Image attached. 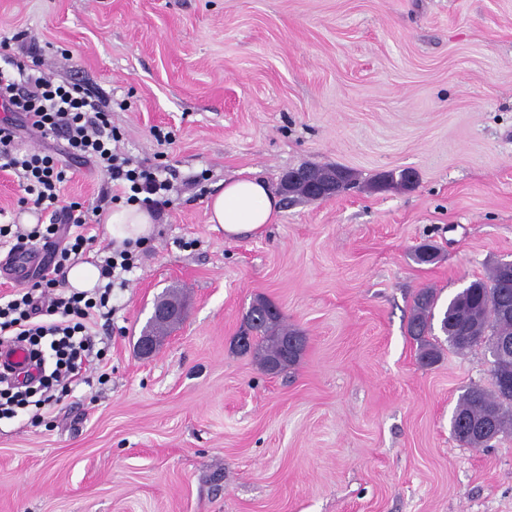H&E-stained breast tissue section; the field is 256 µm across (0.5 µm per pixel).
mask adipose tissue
I'll return each mask as SVG.
<instances>
[{
    "label": "adipose tissue",
    "instance_id": "1",
    "mask_svg": "<svg viewBox=\"0 0 512 512\" xmlns=\"http://www.w3.org/2000/svg\"><path fill=\"white\" fill-rule=\"evenodd\" d=\"M280 199L256 173L241 174L225 180L223 188L207 204L210 224L219 226L224 237L235 240L263 232L279 211ZM156 219L152 212L139 205H122L106 218V229L122 241L147 239Z\"/></svg>",
    "mask_w": 512,
    "mask_h": 512
}]
</instances>
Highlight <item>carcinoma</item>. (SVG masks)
<instances>
[{
    "label": "carcinoma",
    "instance_id": "carcinoma-1",
    "mask_svg": "<svg viewBox=\"0 0 512 512\" xmlns=\"http://www.w3.org/2000/svg\"><path fill=\"white\" fill-rule=\"evenodd\" d=\"M309 175L321 180L336 175L338 191L346 190L352 174L338 167H310ZM439 293L435 288H423L415 297L407 322V333L419 343V359L431 365L439 358L441 346L431 339L434 320L453 349L463 352L475 346H491L501 338L512 340V274L506 273L500 261H495L489 276L471 282L457 292L435 317ZM244 324L249 342L243 352L250 353L265 372L280 363L279 370L294 365L305 345V338L291 329L280 309L271 301L258 297L249 307ZM457 418L454 436L472 448L486 447L489 440L512 430V390L504 391L497 385L491 389L474 385L459 400L454 412ZM487 424L486 440L470 435L472 424Z\"/></svg>",
    "mask_w": 512,
    "mask_h": 512
}]
</instances>
